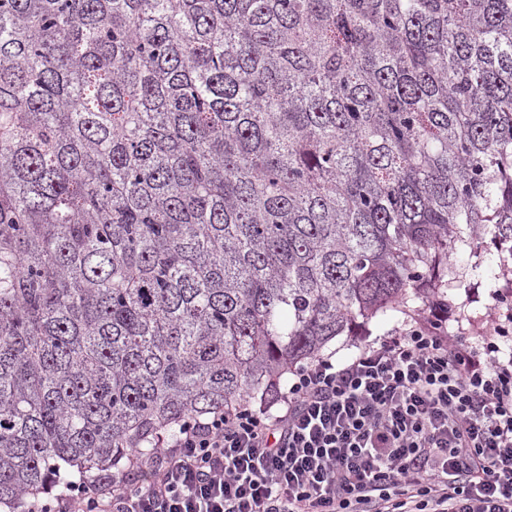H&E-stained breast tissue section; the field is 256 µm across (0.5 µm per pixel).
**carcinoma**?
Instances as JSON below:
<instances>
[{
  "label": "carcinoma",
  "mask_w": 512,
  "mask_h": 512,
  "mask_svg": "<svg viewBox=\"0 0 512 512\" xmlns=\"http://www.w3.org/2000/svg\"><path fill=\"white\" fill-rule=\"evenodd\" d=\"M512 255V0H0V505Z\"/></svg>",
  "instance_id": "obj_1"
}]
</instances>
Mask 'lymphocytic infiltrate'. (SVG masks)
<instances>
[{"instance_id":"obj_1","label":"lymphocytic infiltrate","mask_w":512,"mask_h":512,"mask_svg":"<svg viewBox=\"0 0 512 512\" xmlns=\"http://www.w3.org/2000/svg\"><path fill=\"white\" fill-rule=\"evenodd\" d=\"M511 334V306L476 347L435 310L293 371L279 415L244 399L130 455L147 483L73 481L40 512H512Z\"/></svg>"}]
</instances>
